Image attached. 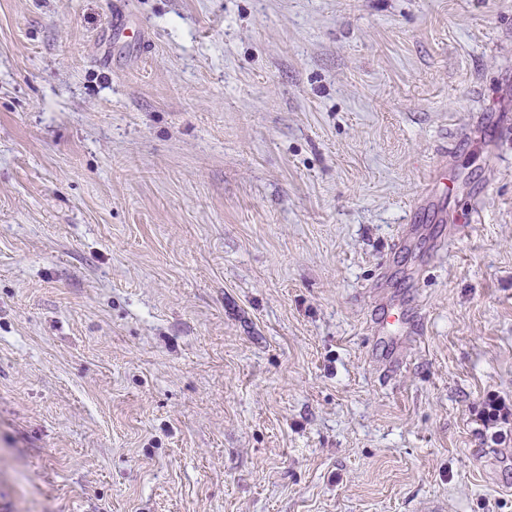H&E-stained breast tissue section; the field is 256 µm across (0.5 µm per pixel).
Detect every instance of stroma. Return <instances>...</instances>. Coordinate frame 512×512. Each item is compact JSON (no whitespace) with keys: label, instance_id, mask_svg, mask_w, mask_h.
<instances>
[{"label":"stroma","instance_id":"obj_1","mask_svg":"<svg viewBox=\"0 0 512 512\" xmlns=\"http://www.w3.org/2000/svg\"><path fill=\"white\" fill-rule=\"evenodd\" d=\"M433 505L512 512V0H0V512ZM379 310L378 315L372 320V331L377 336H390L402 323L401 313L384 303L379 305Z\"/></svg>","mask_w":512,"mask_h":512}]
</instances>
